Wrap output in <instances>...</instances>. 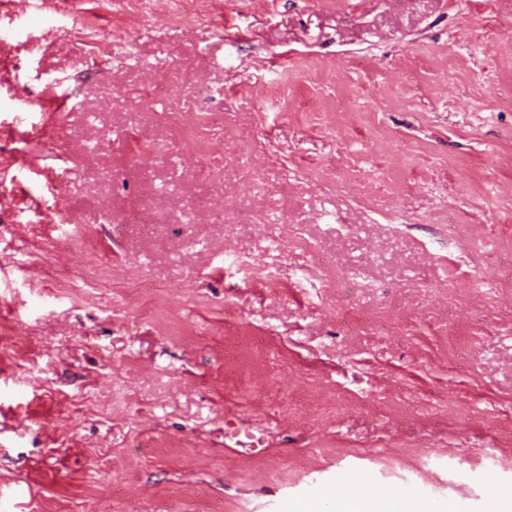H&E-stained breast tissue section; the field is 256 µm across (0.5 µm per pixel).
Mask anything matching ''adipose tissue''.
<instances>
[{"label":"adipose tissue","instance_id":"1","mask_svg":"<svg viewBox=\"0 0 512 512\" xmlns=\"http://www.w3.org/2000/svg\"><path fill=\"white\" fill-rule=\"evenodd\" d=\"M394 491L367 483L365 477H348L333 488L321 490L307 503L308 512H323L325 505L335 506L336 512H396Z\"/></svg>","mask_w":512,"mask_h":512}]
</instances>
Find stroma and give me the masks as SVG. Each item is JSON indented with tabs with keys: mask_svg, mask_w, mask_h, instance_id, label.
<instances>
[{
	"mask_svg": "<svg viewBox=\"0 0 512 512\" xmlns=\"http://www.w3.org/2000/svg\"><path fill=\"white\" fill-rule=\"evenodd\" d=\"M175 98L223 135L187 148ZM133 117L163 148L144 184L99 147ZM1 170L16 512H287L356 473L462 512L512 488V0H0ZM133 199L165 234L112 239ZM239 246L318 282L228 272Z\"/></svg>",
	"mask_w": 512,
	"mask_h": 512,
	"instance_id": "obj_1",
	"label": "stroma"
}]
</instances>
